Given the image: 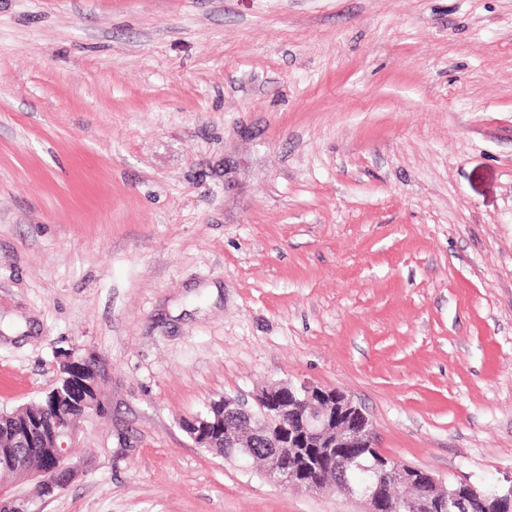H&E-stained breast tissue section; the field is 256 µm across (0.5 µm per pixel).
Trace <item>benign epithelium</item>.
<instances>
[{"label": "benign epithelium", "mask_w": 512, "mask_h": 512, "mask_svg": "<svg viewBox=\"0 0 512 512\" xmlns=\"http://www.w3.org/2000/svg\"><path fill=\"white\" fill-rule=\"evenodd\" d=\"M82 367L102 381L99 362L93 357L70 356L62 363L56 382L68 380L66 372ZM254 405L229 396L216 402L224 419V447L238 449L227 461L240 466L250 462L256 452L263 456V477L286 490L340 492L362 498L365 512H471L481 504L484 512H512V479L485 496L476 487L465 495L430 471L400 466L389 460L362 453L336 455L340 448L377 447L373 421L346 393L326 389L303 380L284 381L260 391ZM213 422L197 413L185 418L182 428L199 448H211L206 439ZM80 429L63 425L50 414L42 419L41 438L52 448V459L44 472L27 469L24 454L17 448H0V471L17 474L10 481L0 476V505L9 512H28L29 500L18 484L41 482L49 493L63 490L79 472L72 460V448ZM318 448L327 457L336 456L337 464L326 476L307 477L301 464L303 449ZM378 476L373 482L369 473Z\"/></svg>", "instance_id": "benign-epithelium-1"}]
</instances>
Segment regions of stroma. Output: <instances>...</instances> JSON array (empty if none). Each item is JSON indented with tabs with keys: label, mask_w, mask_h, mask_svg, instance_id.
I'll use <instances>...</instances> for the list:
<instances>
[{
	"label": "stroma",
	"mask_w": 512,
	"mask_h": 512,
	"mask_svg": "<svg viewBox=\"0 0 512 512\" xmlns=\"http://www.w3.org/2000/svg\"><path fill=\"white\" fill-rule=\"evenodd\" d=\"M71 351L42 512H365L181 428L280 380L512 475V0H0V411ZM74 367H82L90 370V372L95 376L99 384L97 399L91 403H85V406L87 408L85 418L92 419L101 416V406H103L101 390L102 372L99 362L93 357H81L74 355L69 356V358L66 361H64L59 368V372L57 373V378L55 381V386L49 392H47L45 396H49L51 395V393H53L54 390H57L58 383L67 382L69 377L66 376V372L72 370Z\"/></svg>",
	"instance_id": "1"
}]
</instances>
